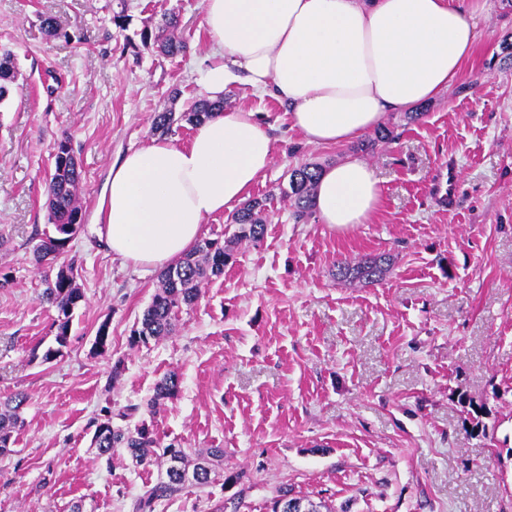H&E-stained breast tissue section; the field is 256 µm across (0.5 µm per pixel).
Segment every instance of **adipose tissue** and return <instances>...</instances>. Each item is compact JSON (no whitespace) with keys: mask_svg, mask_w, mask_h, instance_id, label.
<instances>
[{"mask_svg":"<svg viewBox=\"0 0 512 512\" xmlns=\"http://www.w3.org/2000/svg\"><path fill=\"white\" fill-rule=\"evenodd\" d=\"M203 10L210 97L246 78L287 103L292 128L315 146L355 140L385 113L436 98L477 42L463 0H204ZM273 157L245 109L206 120L187 143L154 138L125 153L97 202L108 249L135 266L170 265L206 217L247 198ZM314 202L320 223L346 232L371 221L382 192L373 168L351 158L323 169Z\"/></svg>","mask_w":512,"mask_h":512,"instance_id":"1","label":"adipose tissue"}]
</instances>
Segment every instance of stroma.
Here are the masks:
<instances>
[{
  "label": "stroma",
  "mask_w": 512,
  "mask_h": 512,
  "mask_svg": "<svg viewBox=\"0 0 512 512\" xmlns=\"http://www.w3.org/2000/svg\"><path fill=\"white\" fill-rule=\"evenodd\" d=\"M203 0H0V51L13 52L20 89L0 104V398L26 391L25 425L0 456V512H127L156 468L126 454L97 461L90 421L101 408L144 405L177 373L180 390L152 415L164 442L220 448L246 490L189 486L161 512H271L280 487L329 512H512V0H476L479 41L455 82L421 105L390 112L398 140L364 159L382 186L369 223L340 232L295 224L280 195L293 168L354 156L356 142L306 145L286 108L245 84L224 92L274 139V160L250 191L267 201L264 239L182 311L175 333L132 344L159 273L126 264L98 232L97 200L112 163L153 137L155 112L206 98L210 38ZM124 8V27L112 15ZM177 13L189 48L144 50L143 29ZM54 18L49 35L44 18ZM69 134L82 167L83 227L68 245L81 270L63 354L45 363L56 312L43 303L32 230L45 225L53 146ZM454 205L440 200L449 168ZM386 255L381 283L350 287L338 262ZM109 321L112 346L93 348ZM125 369L111 380L114 361ZM484 405L474 434L462 397Z\"/></svg>",
  "instance_id": "35a3bbf8"
}]
</instances>
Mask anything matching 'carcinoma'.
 Instances as JSON below:
<instances>
[{
	"instance_id": "cac0c4a2",
	"label": "carcinoma",
	"mask_w": 512,
	"mask_h": 512,
	"mask_svg": "<svg viewBox=\"0 0 512 512\" xmlns=\"http://www.w3.org/2000/svg\"><path fill=\"white\" fill-rule=\"evenodd\" d=\"M141 44L146 50H157L167 56L185 52L187 42L179 30V19L174 13L165 15L161 30L154 33L148 29L140 33ZM19 72L14 56L9 52L0 54V103L5 101L12 87L17 85ZM224 111V99H203L194 104L188 112L176 114L170 110L154 113L152 129L165 133L178 122L185 121L197 126L204 120ZM394 138L393 131L380 126L373 136L361 144V151L372 153L379 144ZM67 148L68 159L63 161L54 155V169L50 174L47 198V224L52 231L42 233L39 243L33 249L37 265H58L53 274H44L45 288L41 300L57 312L55 343L57 347L47 348L42 359L51 360L61 355L70 335V324L75 308L83 300L78 284L80 272L74 263H57L63 250L57 248L56 241L61 235L74 238L81 229L83 219L80 204L82 173L74 162L70 136L62 134L54 149ZM321 165L305 162L291 172L288 188L281 190L288 198L291 218L296 224L309 223L314 210V193L317 175ZM265 201L252 199L246 202L230 217V223L238 226L237 231L227 240L202 238L183 257L162 272L158 287L150 304L144 309L137 328L133 331V341L147 344L159 342L176 331L178 314L192 307L199 299L202 287L214 278L224 274V268L236 261L237 245L255 244L263 240L266 229ZM390 259L383 256L364 257L359 260L342 261L337 265L336 279L344 284L371 286L382 281L388 273ZM112 344L108 322H102L95 336V349L106 352ZM180 380L173 372L163 377L154 387L152 396L146 403L147 411H156L166 401L179 393ZM28 395L22 392L0 400V454L11 452L16 442L14 438L24 425L23 409ZM94 426L91 446L96 448L97 457L112 463L114 455L122 451L137 465L157 466L158 476L147 483L129 504V512H158L167 501L179 496L185 488L173 463H178L182 472H193L198 478L193 485L204 489L220 478L226 482L240 480L242 474L223 476L224 449L208 448L192 457L181 444L165 445L157 436L153 425L145 419L132 424L116 425L112 421V410L102 409V414L92 420Z\"/></svg>"
}]
</instances>
